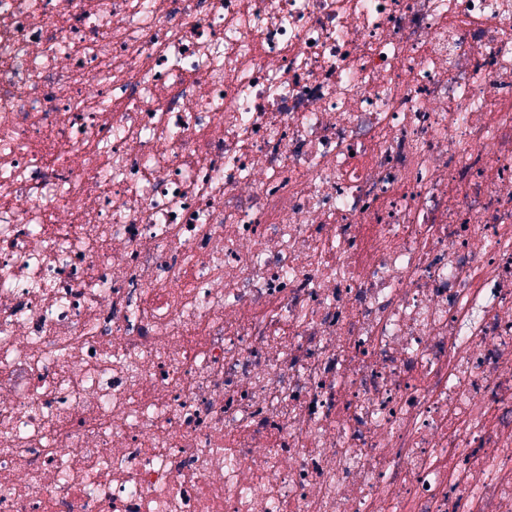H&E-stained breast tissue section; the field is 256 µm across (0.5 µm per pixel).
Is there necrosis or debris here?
<instances>
[{
    "mask_svg": "<svg viewBox=\"0 0 512 512\" xmlns=\"http://www.w3.org/2000/svg\"><path fill=\"white\" fill-rule=\"evenodd\" d=\"M0 512H512V0H0Z\"/></svg>",
    "mask_w": 512,
    "mask_h": 512,
    "instance_id": "necrosis-or-debris-1",
    "label": "necrosis or debris"
}]
</instances>
